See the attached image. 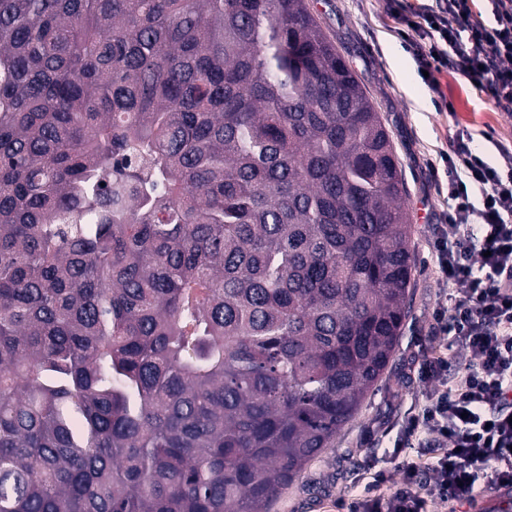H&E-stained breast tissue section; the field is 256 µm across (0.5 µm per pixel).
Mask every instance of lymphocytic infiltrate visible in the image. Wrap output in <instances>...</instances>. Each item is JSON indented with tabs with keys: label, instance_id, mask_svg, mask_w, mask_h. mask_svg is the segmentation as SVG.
Instances as JSON below:
<instances>
[{
	"label": "lymphocytic infiltrate",
	"instance_id": "lymphocytic-infiltrate-1",
	"mask_svg": "<svg viewBox=\"0 0 512 512\" xmlns=\"http://www.w3.org/2000/svg\"><path fill=\"white\" fill-rule=\"evenodd\" d=\"M491 2V27L473 0H386V13L430 87L455 70L512 112V0ZM472 141L459 130L448 161L450 204L431 248L435 284L450 302L436 305L429 327L472 358L456 361L436 347L418 359L423 400L400 424L405 441L435 449L437 459L428 473L398 459L395 482L374 472L363 494L340 502L341 512H428L429 504L472 496L480 481L512 487V154L494 167Z\"/></svg>",
	"mask_w": 512,
	"mask_h": 512
}]
</instances>
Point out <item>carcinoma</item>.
I'll return each mask as SVG.
<instances>
[{"label":"carcinoma","mask_w":512,"mask_h":512,"mask_svg":"<svg viewBox=\"0 0 512 512\" xmlns=\"http://www.w3.org/2000/svg\"><path fill=\"white\" fill-rule=\"evenodd\" d=\"M406 197L307 0H0V512H269L400 342Z\"/></svg>","instance_id":"obj_1"}]
</instances>
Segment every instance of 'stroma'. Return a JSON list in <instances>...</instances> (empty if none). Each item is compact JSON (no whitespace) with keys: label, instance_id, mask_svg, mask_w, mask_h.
<instances>
[{"label":"stroma","instance_id":"35a3bbf8","mask_svg":"<svg viewBox=\"0 0 512 512\" xmlns=\"http://www.w3.org/2000/svg\"><path fill=\"white\" fill-rule=\"evenodd\" d=\"M310 8L355 72L385 123L408 189L416 271L412 310L390 367L331 448L314 458L284 489L270 512H336V503L363 492L370 468L392 471L399 421L422 401L414 362L433 344L431 313L440 299L434 283L430 238L448 208L435 172L465 126L474 148L489 163L512 151V112L496 108L489 95L470 88L457 73L441 76L433 92L385 12L384 0H309Z\"/></svg>","mask_w":512,"mask_h":512}]
</instances>
